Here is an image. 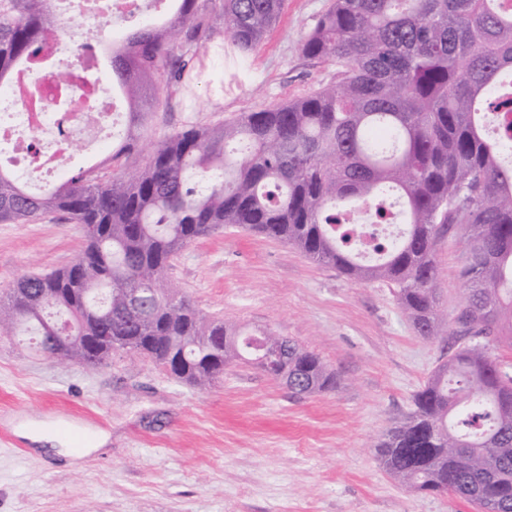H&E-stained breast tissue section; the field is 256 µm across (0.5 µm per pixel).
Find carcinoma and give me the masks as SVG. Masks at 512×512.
<instances>
[{
    "label": "carcinoma",
    "mask_w": 512,
    "mask_h": 512,
    "mask_svg": "<svg viewBox=\"0 0 512 512\" xmlns=\"http://www.w3.org/2000/svg\"><path fill=\"white\" fill-rule=\"evenodd\" d=\"M112 51L126 132L112 141L109 178L80 170L29 190L0 168V221L63 213L88 229L74 261L20 276L0 296V332L36 336L45 355L99 366L145 355L205 389L235 362L279 354L270 376L300 394L333 391L314 352L272 333L261 342L200 314L165 280L171 259L227 226L284 241L351 280L395 288L419 335L455 351L413 396V411L375 448L414 492L447 494L478 512H512V141L486 114L512 113V0H333L302 53L341 66L329 85L215 126L190 125L126 168L160 94L180 82L186 45L220 34L245 56L278 22L283 0H219L191 23L198 0H172ZM59 25L48 0H0V85L36 58ZM363 205L403 229L365 253L346 225ZM456 228L465 244L464 301L449 329L436 298V246Z\"/></svg>",
    "instance_id": "obj_1"
}]
</instances>
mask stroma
I'll return each instance as SVG.
<instances>
[{
	"mask_svg": "<svg viewBox=\"0 0 512 512\" xmlns=\"http://www.w3.org/2000/svg\"><path fill=\"white\" fill-rule=\"evenodd\" d=\"M331 2L284 0L243 58L219 37L195 45L191 89L162 94L124 165H144L154 141L186 125H216L333 82L336 63L300 50ZM83 245L81 226L59 214L0 222V294L29 271L68 266ZM465 257L456 231L444 233L436 288L451 318L463 304ZM166 277L203 315L315 352L339 387L299 396L256 365L236 364L200 389L140 354L85 367L0 334V512H473L409 491L375 457L448 358L447 338L418 335L390 285L348 279L238 227L183 248ZM36 421L69 429L73 448L93 431L110 439L73 466L17 435L16 424Z\"/></svg>",
	"mask_w": 512,
	"mask_h": 512,
	"instance_id": "1",
	"label": "stroma"
}]
</instances>
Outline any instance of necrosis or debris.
<instances>
[{
    "mask_svg": "<svg viewBox=\"0 0 512 512\" xmlns=\"http://www.w3.org/2000/svg\"><path fill=\"white\" fill-rule=\"evenodd\" d=\"M58 27L45 32L39 60L0 86V143L12 146L7 163L41 180L63 174L74 144L103 148L100 135L121 109L106 82L93 79L102 60L98 42L104 26L155 18L151 0H71ZM78 20L86 34L79 55L66 70L55 58L68 54L64 26Z\"/></svg>",
    "mask_w": 512,
    "mask_h": 512,
    "instance_id": "obj_1",
    "label": "necrosis or debris"
}]
</instances>
